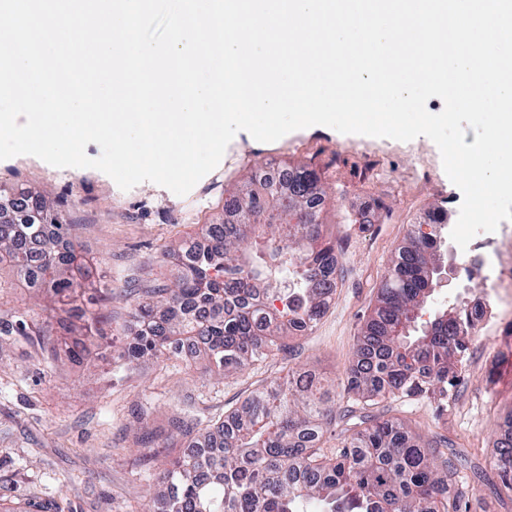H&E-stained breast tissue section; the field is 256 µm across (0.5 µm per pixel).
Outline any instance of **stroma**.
Segmentation results:
<instances>
[{"label":"stroma","mask_w":512,"mask_h":512,"mask_svg":"<svg viewBox=\"0 0 512 512\" xmlns=\"http://www.w3.org/2000/svg\"><path fill=\"white\" fill-rule=\"evenodd\" d=\"M219 165L184 196L143 182L121 190L91 168H56L29 155L0 161V184L33 187L73 226L80 261L94 291L69 307L35 303L32 289L0 271V512H145L146 489L182 441L168 422L180 414L207 428L238 407L257 388L285 378L294 368L316 374L336 394V425L325 452L340 447L359 403L342 387L355 363L360 329L373 308L394 252L412 224L444 208L456 223L460 190L444 172L439 149L428 137L409 142L342 134L316 125L263 143L239 132ZM376 154L375 179L361 183L365 154ZM309 165L328 187L323 234L336 245V293L312 330L288 336L289 348L244 370L217 376L200 358L161 356L122 365L128 334L136 330L130 304L145 289L170 279L163 253L185 240L205 245L202 227L224 209V200L255 167L268 161ZM366 211V224L347 216ZM456 243L436 258L432 309L469 302L471 285L457 272ZM99 316V338L83 361L67 350L71 314ZM29 314L26 332L14 331ZM49 335H40L41 326ZM512 328L479 326L469 337L461 376L446 404L428 397L389 399L375 415L401 418L432 446L443 466L466 460L454 480L467 512H512V492L499 491L495 443L512 416Z\"/></svg>","instance_id":"1"}]
</instances>
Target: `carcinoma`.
Returning a JSON list of instances; mask_svg holds the SVG:
<instances>
[{
  "mask_svg": "<svg viewBox=\"0 0 512 512\" xmlns=\"http://www.w3.org/2000/svg\"><path fill=\"white\" fill-rule=\"evenodd\" d=\"M286 171L285 180H244L230 197L234 220L205 225L207 250L185 242L164 252L175 275L134 299L140 331L126 343L127 363L186 346L226 375L317 325L339 273L336 246L321 231L327 192L315 170ZM1 201L13 218L0 222V266L64 302L83 287L74 273L73 225L34 188L17 197L0 189ZM447 238V215L435 214L413 225L392 257L358 340L357 355L374 357L354 364L347 394L372 406L448 397L458 378L452 356L467 350L478 313L454 304L423 319L436 275L429 263ZM284 270L294 284L286 294L273 285ZM333 401L320 379L300 376L255 392L211 430L172 417L171 433L187 448L157 474L152 502L159 508L148 512H307L308 502L317 512H460L461 491L433 470L430 445L397 419L363 415L341 449L325 454Z\"/></svg>",
  "mask_w": 512,
  "mask_h": 512,
  "instance_id": "carcinoma-1",
  "label": "carcinoma"
}]
</instances>
